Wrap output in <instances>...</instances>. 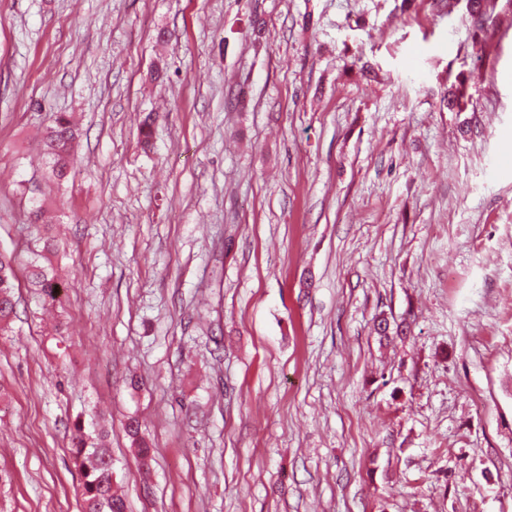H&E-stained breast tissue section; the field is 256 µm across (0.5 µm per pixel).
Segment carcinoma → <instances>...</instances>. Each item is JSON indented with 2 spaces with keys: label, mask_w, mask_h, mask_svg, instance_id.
Returning a JSON list of instances; mask_svg holds the SVG:
<instances>
[{
  "label": "carcinoma",
  "mask_w": 512,
  "mask_h": 512,
  "mask_svg": "<svg viewBox=\"0 0 512 512\" xmlns=\"http://www.w3.org/2000/svg\"><path fill=\"white\" fill-rule=\"evenodd\" d=\"M73 140L74 131L67 117H56L55 125L47 129L45 137L49 171L55 179L61 180L67 174ZM28 278L44 301L50 304L58 301L61 283L46 269L33 264ZM16 280L15 257L0 253V330L7 328L14 315ZM72 445L83 477L85 512H125L123 499L113 490L112 454L103 443L102 434L86 430L78 420L74 424Z\"/></svg>",
  "instance_id": "cac0c4a2"
}]
</instances>
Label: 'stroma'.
<instances>
[{"label": "stroma", "instance_id": "1", "mask_svg": "<svg viewBox=\"0 0 512 512\" xmlns=\"http://www.w3.org/2000/svg\"><path fill=\"white\" fill-rule=\"evenodd\" d=\"M505 161L512 0H0V512H512ZM74 131L65 115L56 117L55 125L46 131L45 147L49 158V171L53 178H65L70 164L71 143ZM15 261L12 255L0 253V330L7 328L14 315ZM29 283L34 288H39L40 295L45 302L54 304L57 302L61 283L54 276H50L46 269L38 265H31L28 271ZM72 445L83 477L85 512H126L123 499L113 490L112 454L102 434L86 431L78 420Z\"/></svg>", "mask_w": 512, "mask_h": 512}]
</instances>
